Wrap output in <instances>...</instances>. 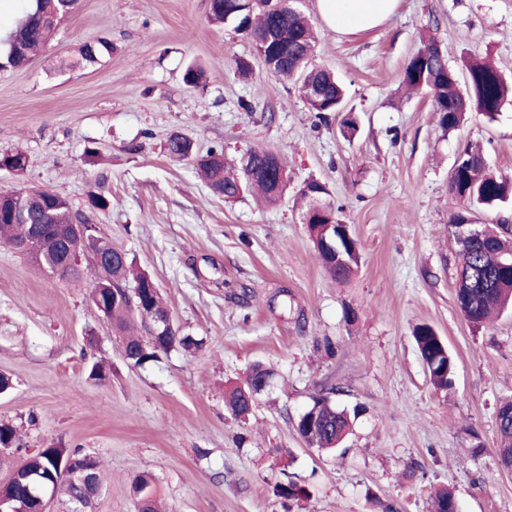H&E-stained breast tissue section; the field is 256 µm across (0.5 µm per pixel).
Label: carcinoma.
Returning a JSON list of instances; mask_svg holds the SVG:
<instances>
[{
    "label": "carcinoma",
    "mask_w": 512,
    "mask_h": 512,
    "mask_svg": "<svg viewBox=\"0 0 512 512\" xmlns=\"http://www.w3.org/2000/svg\"><path fill=\"white\" fill-rule=\"evenodd\" d=\"M21 4V19L5 35L0 36V72L21 69L47 44L54 28L43 0H18ZM209 20L213 24L233 23L245 32L255 44L261 46L258 57L271 72L300 81L299 90L308 107L319 117L332 112L344 111L345 90L335 75L312 64L315 36L310 19L299 6V0H266L262 4L252 3L246 8L240 0H210ZM112 53V43L104 38L85 42L79 49V58L61 61L62 66L93 64ZM466 88L459 87L456 72L432 39L422 41L417 50L406 60L398 74L404 87L424 91L430 95L433 111L436 112L442 129L448 131L458 127L466 114L477 112L492 121L503 105L512 98V84L507 83L499 71L491 65L472 60L466 64ZM205 78L202 66L191 62L183 73V81L189 86L200 85ZM181 133L170 134L166 151L172 158L193 162L213 195L232 202L249 190L257 192L268 204L279 202L288 190L290 181L287 169L283 175H268L273 164L280 158L268 151L250 149L239 161H229L224 148L212 147L204 153L188 151V144L179 140ZM0 161L12 165V171L21 173L27 167L24 152L0 153ZM450 192L465 204V210L455 213L450 224L454 225L467 213L480 208H489L512 196V181L499 176L485 163L479 149L469 145L460 152L454 167ZM303 203L301 215L309 216L308 233L314 247L328 272L338 281L349 279L359 267L361 254L355 237L346 238L336 234V248L343 253V260L325 242L320 225L330 221L339 222L341 207L332 199L327 185L311 179L298 190ZM326 200L328 212L318 218L311 213L312 197ZM25 210L31 224L42 222L41 212L54 209V224L72 222L76 209L68 200L46 189H13L0 191V239L16 245L27 231V226L11 216L14 205ZM109 206L108 196L101 190L88 196L87 209L83 214L93 217L99 210ZM476 233L470 236H454L459 259L456 299L461 314L470 324L481 327L495 313L512 310V237L488 224L475 225ZM100 248L112 252V267L96 270L89 283L90 292L98 287H114L121 290V297L105 306L108 321L122 335L126 344V362L142 367L175 349L185 351L202 348V341L189 333L178 330L165 342L157 345L147 339V326L152 318L166 310L161 294L147 293L146 273L134 268L133 260L122 250L100 240ZM39 252L51 259L61 256L58 239L53 227L45 228ZM414 342L422 361L428 363V376L433 387L446 391L452 387L454 360L436 331L429 325L418 326L413 333ZM272 375V371L260 364L254 365L245 383L224 393V406L240 420L249 417L260 395L258 383ZM329 394L321 393L313 398L312 405L295 422V429L303 440L320 451L335 453L345 451L344 444L352 433L354 417L358 409L351 411L339 408ZM497 464L504 470H512V399L503 401L497 410V447L494 448ZM81 456L79 450H68L62 446L39 448L26 456V470L43 481L56 470L62 458ZM151 481L145 475L132 480L133 492L147 496V512H159L157 502L150 489ZM58 496H65L70 504L69 512H79L82 505L77 498L83 490L73 483H53ZM276 494L284 503L297 502L306 497V489L288 480L276 486ZM454 493L440 489L431 499L430 512H451Z\"/></svg>",
    "instance_id": "1"
}]
</instances>
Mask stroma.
I'll return each mask as SVG.
<instances>
[{
	"label": "stroma",
	"mask_w": 512,
	"mask_h": 512,
	"mask_svg": "<svg viewBox=\"0 0 512 512\" xmlns=\"http://www.w3.org/2000/svg\"><path fill=\"white\" fill-rule=\"evenodd\" d=\"M302 10L319 32L314 64L344 83L358 121L318 119L297 85L266 70L233 25L208 20L209 0H81L42 54L0 72V153L22 150L24 174L0 189L40 187L84 207L104 188L100 237L127 251L160 289L175 322L202 338L132 367L119 336L89 301L87 283L51 277L0 242V421L25 448L92 454L103 485L93 512H137L133 478L147 474L166 512H428L454 492L461 512H512V472L498 468L496 412L512 398V315L475 328L456 303L457 246L448 190L459 149L480 145L512 179V102L495 121L473 113L442 132L430 97L401 89L402 66L433 37L448 64L483 58L512 78V0H400L382 26L339 35L318 0ZM95 37L112 53L60 68ZM248 60L250 76L236 59ZM205 86L182 79L187 62ZM228 159L277 154L290 191L268 205L213 196L190 161L167 154L172 132ZM98 149L87 162L85 147ZM325 182L363 260L346 282L322 266L292 193ZM427 324L455 362L448 393L429 381L413 340ZM110 373L89 377L93 362ZM257 363L274 376L247 420L226 390ZM338 386L360 406L343 453L308 447L294 429L313 396ZM307 499L283 508L275 486Z\"/></svg>",
	"instance_id": "35a3bbf8"
}]
</instances>
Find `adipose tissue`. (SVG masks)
I'll return each mask as SVG.
<instances>
[{"label": "adipose tissue", "mask_w": 512, "mask_h": 512, "mask_svg": "<svg viewBox=\"0 0 512 512\" xmlns=\"http://www.w3.org/2000/svg\"><path fill=\"white\" fill-rule=\"evenodd\" d=\"M399 0H318L324 22L336 32L356 34L382 25Z\"/></svg>", "instance_id": "1"}]
</instances>
